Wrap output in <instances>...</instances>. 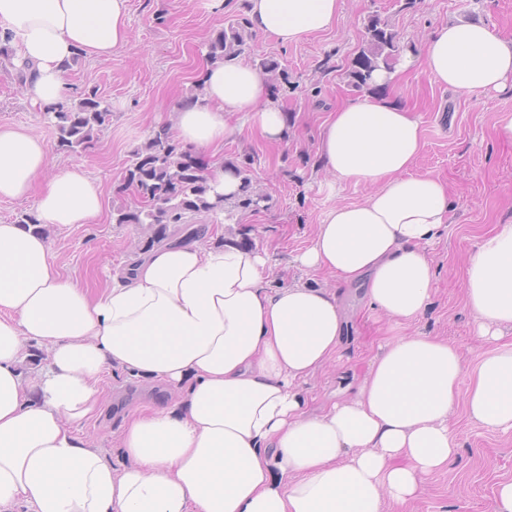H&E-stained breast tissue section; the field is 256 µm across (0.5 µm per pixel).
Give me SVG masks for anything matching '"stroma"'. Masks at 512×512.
Masks as SVG:
<instances>
[{"instance_id":"obj_1","label":"stroma","mask_w":512,"mask_h":512,"mask_svg":"<svg viewBox=\"0 0 512 512\" xmlns=\"http://www.w3.org/2000/svg\"><path fill=\"white\" fill-rule=\"evenodd\" d=\"M248 0H130L131 39L108 59L81 58L68 72L67 98L97 87L112 116L89 148L57 149L55 131L43 111L30 105L12 69L0 66V126L24 127L40 135L50 149V167L83 165L100 185L103 211L91 224L54 228L49 239L61 272L78 275L97 293L120 276L141 230L112 221L114 208L132 203L121 186L133 152L159 126L170 124L175 107L196 92L207 68L206 44L219 30L247 16ZM379 16L422 54L443 23L465 17L495 25L512 39V0H342L335 26L308 40L282 46L252 32L245 62L268 57L278 62L276 100L285 114L284 139L269 144L251 132L225 141L222 163L252 159L253 188L267 194L266 208L222 221L218 236L265 250L274 269L272 287L299 280L294 256L311 243L317 224L336 203L356 202L362 186H339L323 170L318 153L321 126L336 107L357 98L348 67L361 46L369 16ZM385 96L420 117L425 149L417 172L443 176L449 186V222L434 247L437 277L431 305L418 320L419 331L466 348H477L476 323L463 298L465 261L479 234L495 224L512 223V143L494 130L498 112L512 110V90L467 98L431 84L421 68L396 75ZM348 319L347 334L335 363L319 370L305 394L310 413L332 402L342 378L362 370L390 330L370 318L361 286L339 290ZM110 397L98 418L80 430L108 456L118 454L126 413L151 401L172 402L166 385L147 383L120 371L107 373ZM459 444L447 469L426 483L418 498L401 506L387 502L385 512H488L494 489L512 479V433L487 430L454 414Z\"/></svg>"}]
</instances>
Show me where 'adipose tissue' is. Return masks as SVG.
<instances>
[{"instance_id":"ef3b65f1","label":"adipose tissue","mask_w":512,"mask_h":512,"mask_svg":"<svg viewBox=\"0 0 512 512\" xmlns=\"http://www.w3.org/2000/svg\"><path fill=\"white\" fill-rule=\"evenodd\" d=\"M340 11L341 0H249L253 28L281 45L332 29ZM5 35L30 69L27 100L44 110L63 100L76 53L108 58L129 44V0H0ZM423 69L464 96L503 92L512 41L457 19L426 44ZM203 81V97L174 115L182 142L215 152L246 128L281 141L284 114L256 68L228 61ZM424 147L418 116L389 98L367 92L332 112L324 166L368 192L330 208L294 259L317 278L361 285L397 327L431 303V248L448 224L445 181L415 170ZM48 156L41 137L0 127V199L34 197L37 214L0 223V512H383L385 501L416 499L454 458L455 404L489 430H512V224L480 235L465 268L475 360L420 331L387 337L312 415L302 387L345 332L335 291H272L265 251L176 240L90 294L58 271L47 230L94 222L103 194L79 164L36 191ZM34 346L47 365L27 376ZM110 368L178 394L128 412L118 466L76 431L98 415Z\"/></svg>"}]
</instances>
